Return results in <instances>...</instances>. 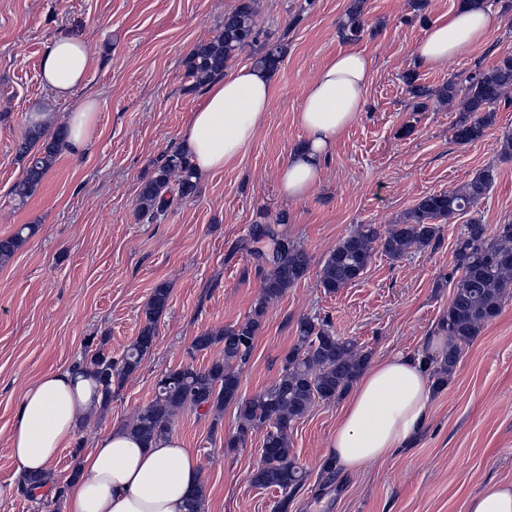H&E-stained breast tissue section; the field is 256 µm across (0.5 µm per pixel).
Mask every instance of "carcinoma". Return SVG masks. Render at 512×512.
Listing matches in <instances>:
<instances>
[{
  "label": "carcinoma",
  "instance_id": "carcinoma-1",
  "mask_svg": "<svg viewBox=\"0 0 512 512\" xmlns=\"http://www.w3.org/2000/svg\"><path fill=\"white\" fill-rule=\"evenodd\" d=\"M256 0H238L236 7L224 14V27L214 38L194 46L187 58V74L193 87L200 88L224 76L237 56L253 50L254 64L275 71L284 57L283 45L262 36L255 22ZM366 0H351L339 33L346 43H355L364 35ZM415 108H425V101L435 96L448 102L463 96L464 107L453 123L454 138L460 144L482 138L492 123L490 107L501 102L511 104L512 55L502 57L490 68L476 69L462 81L448 80L437 90L417 83L415 74L404 75ZM68 137L66 127L49 130L42 120L28 121L18 151L26 158L23 177L12 188L13 200L25 204L36 194L52 168ZM153 175L142 182L136 197V212L141 219H164L174 199L187 200L199 190L198 176L191 158L182 149L162 154L153 162ZM177 175L176 187L170 178ZM497 178L492 166L478 170L466 183L447 192L422 197L393 225L381 233L374 224H361L343 237L323 261L318 285L334 293L359 280L377 248L393 260L406 256L410 249L435 247L440 242V223L457 215L474 212L476 205L491 190ZM37 231L35 224H23L12 234L0 238V266L7 264L16 251ZM254 232L272 242L269 252H256L258 262L267 266L261 296L254 310L244 320L209 330L195 337L193 352L222 346V355L204 368L192 364L170 369L155 384V397L140 408L127 424L132 433L149 446L167 437L175 414L191 406L215 414L233 403L238 425L226 442L237 448L247 443L253 433L263 432L262 461L251 474V483L260 488H277L283 498L277 512L288 506L305 485L307 472L297 462L290 448L289 432L294 423L316 401L331 403L344 395L367 368L370 353L350 338L336 335L330 321L318 315L303 316L296 324V343L283 361L279 379L249 399L239 396L240 372L254 349L256 337L270 302L281 299L288 289L304 279L311 267V257L302 247L281 236L270 224L255 225ZM452 295L448 311L437 324L448 337V350L438 356L422 353L421 361L443 388L454 373L463 347L469 345L485 324L496 318L512 297V221L490 228L471 217L454 243V268L448 278ZM170 288L158 284L146 302L141 327L121 358L115 360L100 343L88 350L79 365L89 371L102 394V403L112 402V384L139 369L153 351L159 318L166 311ZM48 482V476H30L21 480L18 491L28 499L33 490Z\"/></svg>",
  "mask_w": 512,
  "mask_h": 512
}]
</instances>
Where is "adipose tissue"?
Wrapping results in <instances>:
<instances>
[{
  "label": "adipose tissue",
  "instance_id": "obj_1",
  "mask_svg": "<svg viewBox=\"0 0 512 512\" xmlns=\"http://www.w3.org/2000/svg\"><path fill=\"white\" fill-rule=\"evenodd\" d=\"M502 17L460 0L413 49L419 66L441 67L499 30ZM89 50L78 39L59 38L46 50L42 82L57 98L83 87ZM374 61L346 50L332 55L306 87L296 122L304 134L278 174L282 193L299 198L319 181L337 138L362 112ZM269 72L242 66L211 84L183 131V147L198 177L223 170L243 155L269 110ZM432 391L424 365L395 354L374 361L343 408L330 455L341 470L362 471L409 443L425 425ZM101 405L88 372L70 366L41 375L23 393L14 417L10 453L20 474L43 473L71 444L81 414ZM81 480L65 491L66 512H189L200 497L197 456L172 437L144 446L118 428L98 437L82 455Z\"/></svg>",
  "mask_w": 512,
  "mask_h": 512
}]
</instances>
